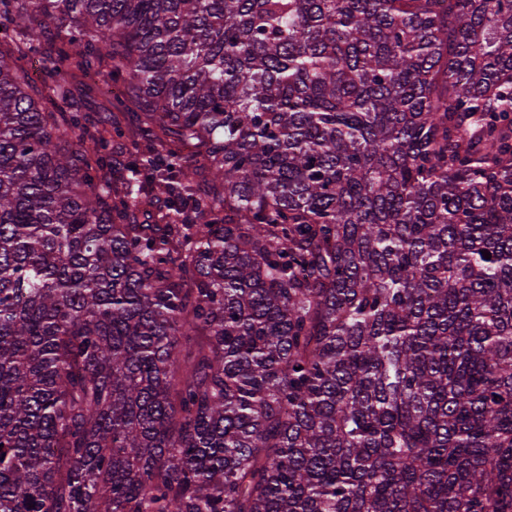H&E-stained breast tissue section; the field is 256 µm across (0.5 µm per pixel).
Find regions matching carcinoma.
I'll list each match as a JSON object with an SVG mask.
<instances>
[{
    "mask_svg": "<svg viewBox=\"0 0 512 512\" xmlns=\"http://www.w3.org/2000/svg\"><path fill=\"white\" fill-rule=\"evenodd\" d=\"M0 512H512V0H0Z\"/></svg>",
    "mask_w": 512,
    "mask_h": 512,
    "instance_id": "1",
    "label": "carcinoma"
}]
</instances>
